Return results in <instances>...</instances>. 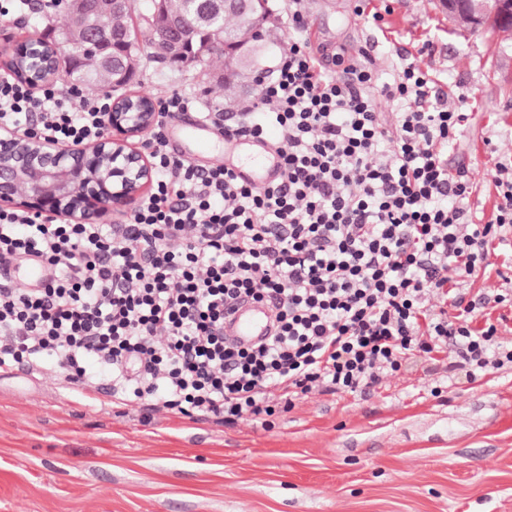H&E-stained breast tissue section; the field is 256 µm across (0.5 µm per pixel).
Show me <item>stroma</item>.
<instances>
[{
    "instance_id": "stroma-1",
    "label": "stroma",
    "mask_w": 512,
    "mask_h": 512,
    "mask_svg": "<svg viewBox=\"0 0 512 512\" xmlns=\"http://www.w3.org/2000/svg\"><path fill=\"white\" fill-rule=\"evenodd\" d=\"M325 56L363 49L388 71L400 58L447 80L467 118L448 163L467 171L476 223L490 220L499 161L512 157V38L461 31L434 0H305ZM179 92L215 112L201 78L142 58L125 93ZM469 299L512 277V250L490 249ZM0 512H512V367L464 368L408 356L358 394L315 390L269 425H226L111 396L79 398L38 366L0 369Z\"/></svg>"
}]
</instances>
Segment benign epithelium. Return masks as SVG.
I'll list each match as a JSON object with an SVG mask.
<instances>
[{"mask_svg": "<svg viewBox=\"0 0 512 512\" xmlns=\"http://www.w3.org/2000/svg\"><path fill=\"white\" fill-rule=\"evenodd\" d=\"M194 18H166L165 0H153V10L140 14L141 23L158 55L189 48L201 24L224 11H238L252 19L261 0H191ZM442 12L460 27L479 29L493 18L512 17V0H441ZM133 9V0H71L76 27L84 16L96 14V26L83 30V39L98 44L102 59H115L107 41L108 23L115 13ZM131 98L113 99L105 124L112 135L77 149L51 138H29L16 130L0 129V204L16 205L33 215L63 217L77 224H99L124 214L143 197L152 182L153 165L148 146L159 112H121Z\"/></svg>", "mask_w": 512, "mask_h": 512, "instance_id": "obj_1", "label": "benign epithelium"}]
</instances>
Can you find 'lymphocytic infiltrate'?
Listing matches in <instances>:
<instances>
[{
	"instance_id": "obj_1",
	"label": "lymphocytic infiltrate",
	"mask_w": 512,
	"mask_h": 512,
	"mask_svg": "<svg viewBox=\"0 0 512 512\" xmlns=\"http://www.w3.org/2000/svg\"><path fill=\"white\" fill-rule=\"evenodd\" d=\"M303 9L288 0L279 66L235 127L277 129L278 182L174 156L159 130L153 189L127 223L0 210V367L47 362L90 388L100 364L118 404L234 424L315 389L363 391L414 353L512 363L496 326L471 327L476 304L458 291L487 267L489 243L512 242V162L496 166L493 218L475 223L473 183L448 164L465 114L439 79L414 61L385 75L343 53L328 70ZM111 105L0 76V126L29 137L84 145L105 133ZM30 255L53 269L38 288L5 274ZM240 298L271 305L266 342H225Z\"/></svg>"
}]
</instances>
